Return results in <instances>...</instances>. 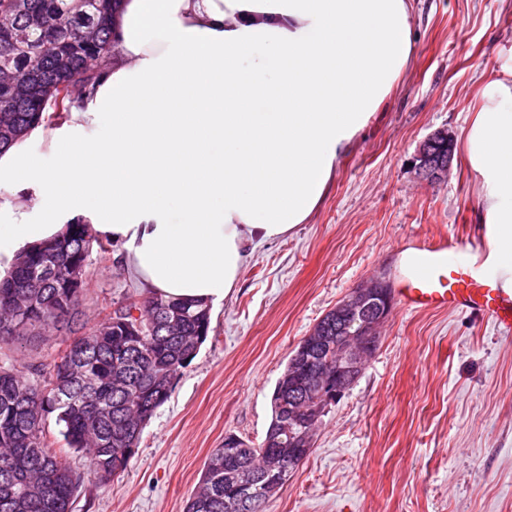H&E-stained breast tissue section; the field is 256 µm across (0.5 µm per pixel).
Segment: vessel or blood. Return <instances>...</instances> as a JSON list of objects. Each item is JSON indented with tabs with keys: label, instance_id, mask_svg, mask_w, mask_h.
Masks as SVG:
<instances>
[{
	"label": "vessel or blood",
	"instance_id": "b4317fda",
	"mask_svg": "<svg viewBox=\"0 0 512 512\" xmlns=\"http://www.w3.org/2000/svg\"><path fill=\"white\" fill-rule=\"evenodd\" d=\"M403 285L397 290L407 310L465 308L512 330V289L487 277L481 253L457 240H407L400 251Z\"/></svg>",
	"mask_w": 512,
	"mask_h": 512
}]
</instances>
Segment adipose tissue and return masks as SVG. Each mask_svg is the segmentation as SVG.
<instances>
[{
  "label": "adipose tissue",
  "instance_id": "adipose-tissue-1",
  "mask_svg": "<svg viewBox=\"0 0 512 512\" xmlns=\"http://www.w3.org/2000/svg\"><path fill=\"white\" fill-rule=\"evenodd\" d=\"M410 0H119L111 53L49 145L0 153V256L92 224L148 294L214 305L322 203L412 52ZM512 288V68L462 130ZM43 223H33L32 209Z\"/></svg>",
  "mask_w": 512,
  "mask_h": 512
}]
</instances>
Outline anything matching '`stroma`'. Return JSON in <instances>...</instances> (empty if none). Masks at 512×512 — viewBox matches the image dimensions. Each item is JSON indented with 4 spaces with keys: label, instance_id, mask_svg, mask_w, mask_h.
<instances>
[{
    "label": "stroma",
    "instance_id": "35a3bbf8",
    "mask_svg": "<svg viewBox=\"0 0 512 512\" xmlns=\"http://www.w3.org/2000/svg\"><path fill=\"white\" fill-rule=\"evenodd\" d=\"M411 17L401 84L338 159L323 203L256 248L128 470L87 484L76 512H184L225 435L262 442L275 383L314 325L363 281L398 283L405 237L485 248L461 139L482 87L512 66V0H411ZM440 129L455 153L432 183L416 163ZM144 294L119 259H93L76 328L1 350L0 365H52L76 333ZM267 512H512V334L462 310L394 307Z\"/></svg>",
    "mask_w": 512,
    "mask_h": 512
}]
</instances>
